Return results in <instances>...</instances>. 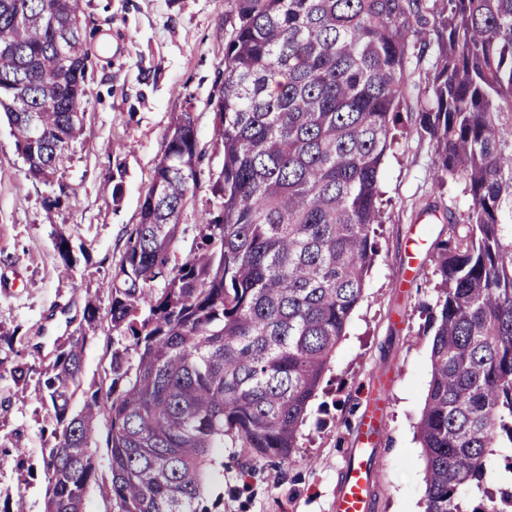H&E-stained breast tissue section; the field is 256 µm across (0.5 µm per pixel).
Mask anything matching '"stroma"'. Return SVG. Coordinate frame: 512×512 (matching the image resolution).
Returning <instances> with one entry per match:
<instances>
[{"label":"stroma","instance_id":"35a3bbf8","mask_svg":"<svg viewBox=\"0 0 512 512\" xmlns=\"http://www.w3.org/2000/svg\"><path fill=\"white\" fill-rule=\"evenodd\" d=\"M91 51L84 130L71 160L51 182L27 174L6 120H0V448H19L35 476L19 485L14 456L0 460V499L23 490L29 512H44L41 475L46 410L36 381L17 398L12 364L49 363L83 322L87 302L99 309L84 352V386L100 384L112 341V273L181 113H191L205 156L203 173L181 214L186 240L198 234L222 166L213 150V106L231 34L232 0H83ZM434 51L412 58L409 95L396 117L397 140L381 169L378 254L364 296L336 349L333 369L307 411L295 463L243 464L224 455V474L207 500L221 512H334L339 476L354 439L366 391L385 401L384 460L373 512H424V459L414 438L430 380V339L421 302L434 298L429 247L448 236L449 195L434 186L435 152L417 134L419 102ZM82 254L69 274L58 235Z\"/></svg>","mask_w":512,"mask_h":512}]
</instances>
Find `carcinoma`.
<instances>
[{
  "label": "carcinoma",
  "instance_id": "obj_1",
  "mask_svg": "<svg viewBox=\"0 0 512 512\" xmlns=\"http://www.w3.org/2000/svg\"><path fill=\"white\" fill-rule=\"evenodd\" d=\"M224 45L222 167L199 233L175 253L200 179L188 112L168 130L140 222L108 285L111 380L83 383V328L38 368L49 404L44 512H82L107 417L109 512H212L215 448L294 462L307 409L377 255L381 168L414 51L436 47L420 131L435 146L448 238L433 244L424 305L430 380L416 426L425 512H509L486 488L512 449V0H234ZM82 0H0V112L28 175L69 160L88 98ZM69 238L55 247L73 269Z\"/></svg>",
  "mask_w": 512,
  "mask_h": 512
}]
</instances>
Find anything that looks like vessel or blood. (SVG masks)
Masks as SVG:
<instances>
[{
	"label": "vessel or blood",
	"mask_w": 512,
	"mask_h": 512,
	"mask_svg": "<svg viewBox=\"0 0 512 512\" xmlns=\"http://www.w3.org/2000/svg\"><path fill=\"white\" fill-rule=\"evenodd\" d=\"M383 404L370 400L356 438V446L348 453L334 504L335 512H372L373 483L381 468V458L374 448L382 432Z\"/></svg>",
	"instance_id": "vessel-or-blood-1"
}]
</instances>
